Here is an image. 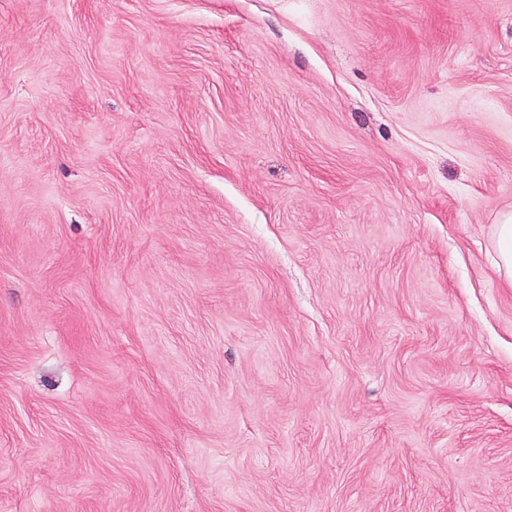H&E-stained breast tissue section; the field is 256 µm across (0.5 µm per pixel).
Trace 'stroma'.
Listing matches in <instances>:
<instances>
[{"instance_id": "1", "label": "stroma", "mask_w": 512, "mask_h": 512, "mask_svg": "<svg viewBox=\"0 0 512 512\" xmlns=\"http://www.w3.org/2000/svg\"><path fill=\"white\" fill-rule=\"evenodd\" d=\"M512 0H0V512H512ZM512 213L506 214L499 224V232L496 241L498 257V272L512 284Z\"/></svg>"}]
</instances>
